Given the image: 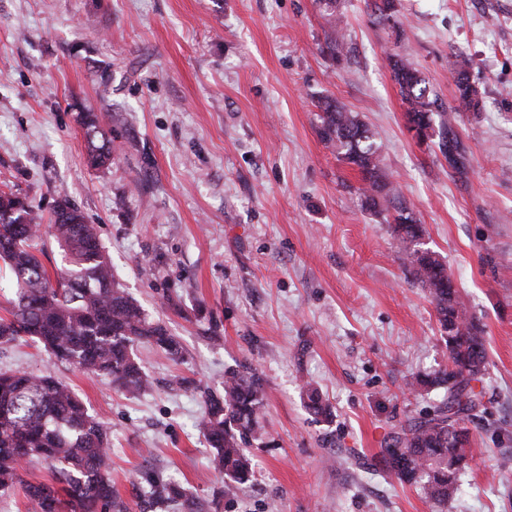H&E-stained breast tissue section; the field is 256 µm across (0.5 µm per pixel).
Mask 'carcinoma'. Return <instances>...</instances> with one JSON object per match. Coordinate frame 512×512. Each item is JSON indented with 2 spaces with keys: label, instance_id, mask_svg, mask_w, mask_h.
<instances>
[{
  "label": "carcinoma",
  "instance_id": "carcinoma-1",
  "mask_svg": "<svg viewBox=\"0 0 512 512\" xmlns=\"http://www.w3.org/2000/svg\"><path fill=\"white\" fill-rule=\"evenodd\" d=\"M470 66V58L463 55L448 61L457 105L447 113L436 111L428 82L413 63L399 55L392 58L406 116L456 170L463 166L464 155L455 124L462 114L476 115L482 108ZM318 108L322 140L336 148L337 160L363 174L365 184L358 188L361 207L391 219L409 271L428 291L446 333L451 367L418 376L410 386L415 391L443 388L448 396L433 412L400 426L381 458L401 483L443 504L457 492L458 474L466 464L470 433L465 418L482 404L483 391L477 389L485 365L481 329L468 318L458 297L442 287L446 267L421 247L424 228L400 201L399 188L387 180L375 133L358 113L329 97L321 98ZM85 135L90 164L110 162L112 139L92 113L86 116ZM17 200L15 193L0 190V261L11 276L7 316L0 317V347L29 339L56 361L103 375L129 393L152 388L134 346L149 345L178 359L180 342L120 288L95 227L66 198L57 203L48 224L61 256L60 274L51 279L34 246L42 235L40 218L28 206L15 209ZM201 394L206 411L199 430L227 488L249 482L254 468L246 448L262 430L261 378L248 369H229L224 372L223 395L206 388ZM306 396L314 414L330 415L316 389L307 388ZM108 458L104 425L68 385L51 373L0 371L1 492L20 490L38 512H197L195 502L172 482L156 481L133 503L125 502L112 486ZM33 460L50 465L51 482L27 479L25 464Z\"/></svg>",
  "mask_w": 512,
  "mask_h": 512
}]
</instances>
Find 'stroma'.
<instances>
[{"label": "stroma", "mask_w": 512, "mask_h": 512, "mask_svg": "<svg viewBox=\"0 0 512 512\" xmlns=\"http://www.w3.org/2000/svg\"><path fill=\"white\" fill-rule=\"evenodd\" d=\"M341 3L340 30L321 0H0V189L44 220L75 204L116 280L182 346L178 360L137 348L154 385L134 395L33 342L0 348V368L53 372L103 422L126 501L155 479L219 512H512L498 473L512 456V0H394L388 20L375 0ZM393 54L443 111L449 55L471 59L483 108L456 126L463 172L408 134ZM324 96L377 131L424 248L484 329L482 404L442 505L378 461L444 399L408 383L448 349L391 225L357 203L359 171L320 138ZM86 112L111 133L110 167L87 163ZM237 366L262 378L266 434L253 480L229 494L196 425L200 388L222 393ZM307 382L331 420L306 408Z\"/></svg>", "instance_id": "stroma-1"}]
</instances>
